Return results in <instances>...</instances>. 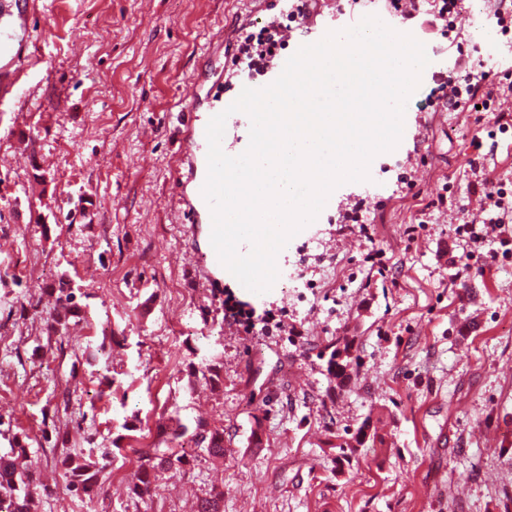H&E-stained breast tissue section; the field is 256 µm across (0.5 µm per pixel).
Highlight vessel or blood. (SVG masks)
<instances>
[{
    "label": "vessel or blood",
    "instance_id": "obj_1",
    "mask_svg": "<svg viewBox=\"0 0 512 512\" xmlns=\"http://www.w3.org/2000/svg\"><path fill=\"white\" fill-rule=\"evenodd\" d=\"M314 8L308 12L303 23L307 43L322 39L335 24L336 10H324L323 0H314ZM35 4L33 0H0V17L12 15L16 23L10 27H0V100L8 96L24 94L25 88L18 79L16 67L26 51L30 39L28 36V17ZM180 141L177 151L179 166L176 178L174 205L190 226L211 224L212 213L204 199L200 187L207 177L206 127L208 116L202 115L196 96L188 95L180 101ZM200 270L208 279L214 296H221L224 285V267L220 264L214 249H207Z\"/></svg>",
    "mask_w": 512,
    "mask_h": 512
}]
</instances>
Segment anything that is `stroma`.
Returning <instances> with one entry per match:
<instances>
[{
  "mask_svg": "<svg viewBox=\"0 0 512 512\" xmlns=\"http://www.w3.org/2000/svg\"><path fill=\"white\" fill-rule=\"evenodd\" d=\"M282 5L38 0L27 93L0 107V448L14 435L29 448L50 491L37 512H197L215 489L223 512H512V249L491 258L455 233L457 207L480 217L470 162L512 196V129L426 106L436 71L512 80V37L486 0H467L458 45L426 17L411 26L429 64L399 145L374 157L368 181L337 187L278 255L284 275L268 292L224 278V293L256 311H284L283 328L257 335L225 322L194 272L204 237L188 236L169 200L179 100L196 94L205 110L215 91L231 99L239 82L262 83L232 62L237 31ZM442 192L444 218L427 207ZM358 201L364 233L340 221ZM372 247L394 276L373 272ZM466 251L468 269L451 265ZM62 277L81 314L58 337L47 319ZM23 295L32 310L20 311ZM205 335L223 364L216 387L188 375ZM342 336L356 337L358 360L331 397L318 354ZM108 372L119 382L105 397ZM176 413L222 426L223 458L189 454L180 474L160 473L133 497L129 474ZM90 435L120 448L88 504L62 461ZM339 439L349 461L337 458Z\"/></svg>",
  "mask_w": 512,
  "mask_h": 512,
  "instance_id": "obj_1",
  "label": "stroma"
}]
</instances>
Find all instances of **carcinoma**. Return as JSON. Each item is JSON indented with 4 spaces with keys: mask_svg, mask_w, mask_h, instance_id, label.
<instances>
[{
    "mask_svg": "<svg viewBox=\"0 0 512 512\" xmlns=\"http://www.w3.org/2000/svg\"><path fill=\"white\" fill-rule=\"evenodd\" d=\"M59 309L66 313L80 310L75 302V291L65 279L58 281L55 288ZM355 337L346 336L328 343L320 352L327 359L329 389L343 386L347 378V369L357 359ZM191 376L202 378L211 384L222 382L220 369L214 357L203 356L197 363H190ZM160 446L141 456L140 465L130 475L129 488L141 498L152 485V478L159 469L180 472L185 465L186 455L176 451L185 441L213 458L224 457V430L212 428L202 420L194 424L185 423L180 417L170 419L167 425L158 426ZM29 451L15 441L5 452H0V512H31L35 498L41 496L44 489L37 482L32 465L27 463ZM112 462V449L91 447L88 452L67 454L64 464L69 478V489L80 496L90 494L97 487Z\"/></svg>",
    "mask_w": 512,
    "mask_h": 512,
    "instance_id": "1",
    "label": "carcinoma"
}]
</instances>
